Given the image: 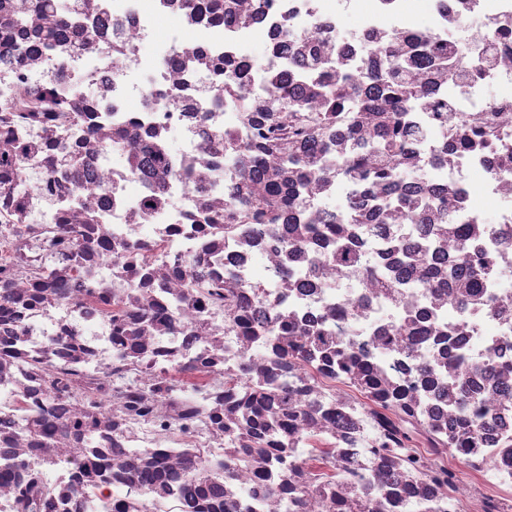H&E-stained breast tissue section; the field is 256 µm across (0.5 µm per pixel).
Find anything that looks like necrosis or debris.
<instances>
[{
  "label": "necrosis or debris",
  "instance_id": "4bbe7bcc",
  "mask_svg": "<svg viewBox=\"0 0 512 512\" xmlns=\"http://www.w3.org/2000/svg\"><path fill=\"white\" fill-rule=\"evenodd\" d=\"M233 4L214 23L185 0H79L33 25L92 30V43L21 53L0 39V512H338L356 492L366 512H512V0ZM384 47L424 91L406 147L387 152L377 108L328 115L311 82L321 69L369 91ZM284 84L304 111H276ZM258 110L275 114L268 169L318 151L328 124L335 157L284 223H200L247 190L224 134L249 143ZM470 130L479 146L452 151ZM119 134L178 146L143 173L108 158ZM360 142L364 180L336 162ZM381 168L414 173L420 191L369 224ZM337 220L367 257L403 247L398 288L316 240ZM461 257L485 272L480 299L429 285ZM339 346L364 351L401 401L324 358ZM468 364L488 369L492 421L465 487L448 381Z\"/></svg>",
  "mask_w": 512,
  "mask_h": 512
}]
</instances>
